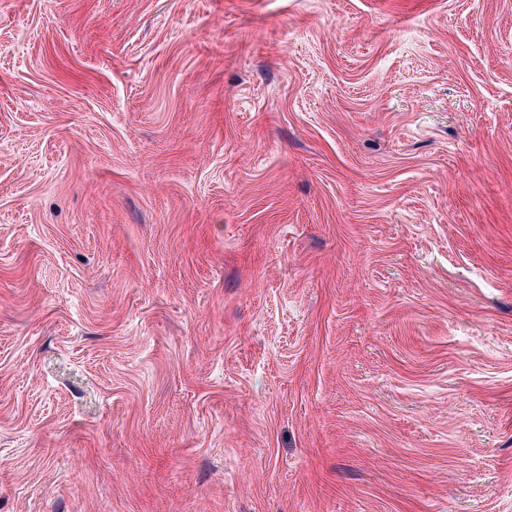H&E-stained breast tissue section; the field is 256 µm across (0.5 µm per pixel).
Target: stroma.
Segmentation results:
<instances>
[{"instance_id": "stroma-1", "label": "stroma", "mask_w": 512, "mask_h": 512, "mask_svg": "<svg viewBox=\"0 0 512 512\" xmlns=\"http://www.w3.org/2000/svg\"><path fill=\"white\" fill-rule=\"evenodd\" d=\"M0 512H512V0H0Z\"/></svg>"}]
</instances>
